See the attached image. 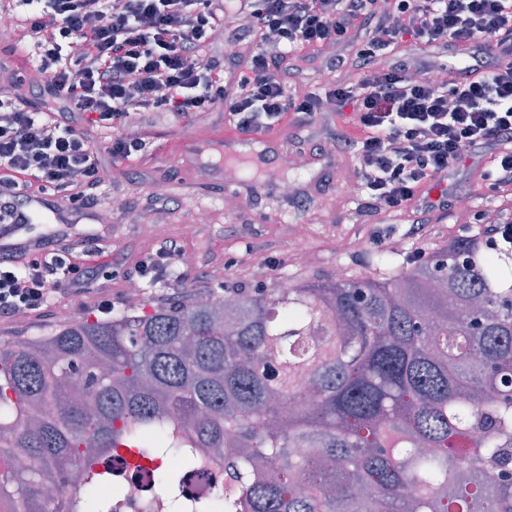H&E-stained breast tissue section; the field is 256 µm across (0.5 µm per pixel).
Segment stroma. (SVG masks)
Returning <instances> with one entry per match:
<instances>
[{
    "label": "stroma",
    "instance_id": "stroma-1",
    "mask_svg": "<svg viewBox=\"0 0 512 512\" xmlns=\"http://www.w3.org/2000/svg\"><path fill=\"white\" fill-rule=\"evenodd\" d=\"M144 133L153 160L146 164L123 163L112 169L113 178L125 183L129 197L138 199L142 208L140 223L113 225L107 242L112 249V264L106 274L111 280L110 298L117 307L126 302V287L135 277L136 264L164 237L180 240L185 251L196 254L199 262L183 270L180 282L146 285L140 303L147 311L155 304L194 295L203 281L213 291L237 284L264 290L276 286L280 273L295 281L322 282L335 277L340 266L351 277H366L372 273L369 260L377 247L409 255L421 247L429 253L456 236L464 219L456 210L435 212L438 233L425 241L407 236L409 220L404 215L372 210L358 223L343 219V212L352 210L356 200L343 193L342 177L352 171L353 160L340 153L329 159L317 177L307 167L290 172L274 169L261 200L243 204L238 212L229 215L224 211L227 183L216 178L199 180L195 167L180 158L184 141L192 139L207 145L230 138L224 125L207 119L177 124L168 116L157 114L146 119ZM489 161V156L482 153L468 156L449 172L442 191L452 199H469L474 214L491 213L506 203L512 205V193L503 191L491 196L484 189L481 175ZM284 180L304 187L307 200L306 208H290L285 220L278 216V187ZM153 183L163 187L169 200L167 221L160 228L151 222L149 186ZM201 208L209 211V223L187 231V215ZM294 223L303 228V241L298 245L288 239V227ZM299 248L307 253V261L295 258L294 252ZM260 266L270 268L272 277L257 280L254 272ZM98 301L94 292L84 296L58 294L47 309L28 315L24 323H0V338L14 340L46 334L62 309L97 316Z\"/></svg>",
    "mask_w": 512,
    "mask_h": 512
}]
</instances>
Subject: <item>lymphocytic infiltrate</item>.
Segmentation results:
<instances>
[{
    "instance_id": "obj_1",
    "label": "lymphocytic infiltrate",
    "mask_w": 512,
    "mask_h": 512,
    "mask_svg": "<svg viewBox=\"0 0 512 512\" xmlns=\"http://www.w3.org/2000/svg\"><path fill=\"white\" fill-rule=\"evenodd\" d=\"M0 0L17 45L36 43L42 89L57 108L27 110L0 99V220L21 191L54 195L79 214L97 208L109 185L116 217L136 212L122 181H105L101 155L133 162L144 149L134 117L167 112L189 121L222 108L242 135L300 132L327 113L354 115L352 132L332 129L329 143L355 159L364 197L356 214L430 215L450 209L430 193L466 156L486 150L488 191L512 187V0H26L27 13ZM247 43L226 89L212 51L216 31ZM355 43L350 82L324 92L289 93V59ZM452 49L469 58L440 81L431 63L387 57L402 43ZM87 241L59 232L0 257V321L40 311L54 288L84 290L94 277L83 263Z\"/></svg>"
}]
</instances>
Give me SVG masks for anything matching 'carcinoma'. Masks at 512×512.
<instances>
[{"instance_id":"carcinoma-1","label":"carcinoma","mask_w":512,"mask_h":512,"mask_svg":"<svg viewBox=\"0 0 512 512\" xmlns=\"http://www.w3.org/2000/svg\"><path fill=\"white\" fill-rule=\"evenodd\" d=\"M375 275L226 288L0 341V508L109 512L106 453L181 472L224 450L212 512H512V276L453 237ZM479 459L483 474L467 466ZM78 482L66 484L68 472Z\"/></svg>"}]
</instances>
